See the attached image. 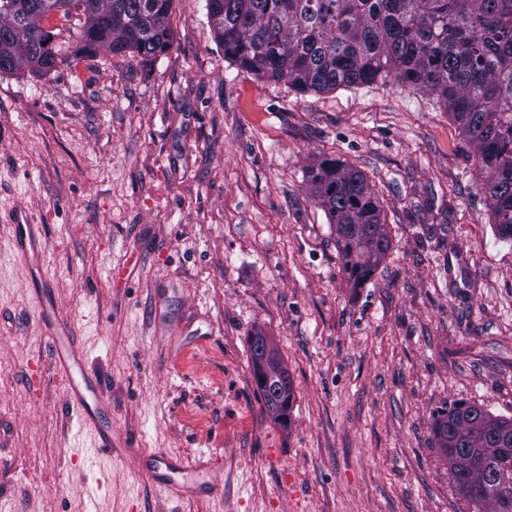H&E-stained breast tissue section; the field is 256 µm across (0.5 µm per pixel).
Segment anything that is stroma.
<instances>
[{
    "mask_svg": "<svg viewBox=\"0 0 512 512\" xmlns=\"http://www.w3.org/2000/svg\"><path fill=\"white\" fill-rule=\"evenodd\" d=\"M173 48L0 74V512H475L432 424L512 417V242L477 151L396 81L304 94L225 58L206 0ZM332 156L378 193L391 247L348 283L308 186ZM42 227L28 270L16 224ZM47 296L111 404L112 456L67 404ZM292 382L264 411L249 341ZM195 462L170 496L141 470ZM264 335L261 333L255 334L254 336H251L250 339V353H251V360H252V375L253 380L256 386L257 394L261 397L263 403H264V409L266 412L275 420L280 423H287L288 422V413L291 407L292 399H293V390L291 386V382L288 379V373L286 369L283 367L281 361L278 364V371L275 373V376L278 379H284L287 380V388L282 390V392L277 396V402L276 403H270V399L268 397L267 388H271L276 381H272L269 384V381L273 379V377H270L268 372H266L260 365H258L254 359V352H255V343L263 338ZM258 354L259 356L256 357V360L259 364H261L264 367H268L270 365H273L276 360V353L274 350V347L272 346L271 342L268 338H263L262 341L258 344Z\"/></svg>",
    "mask_w": 512,
    "mask_h": 512,
    "instance_id": "1",
    "label": "stroma"
}]
</instances>
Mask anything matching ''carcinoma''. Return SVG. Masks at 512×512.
I'll use <instances>...</instances> for the list:
<instances>
[{
	"mask_svg": "<svg viewBox=\"0 0 512 512\" xmlns=\"http://www.w3.org/2000/svg\"><path fill=\"white\" fill-rule=\"evenodd\" d=\"M46 0H0V73L49 72L65 62L59 34L44 26ZM65 19L71 57L129 50L148 60L169 51L172 0H53ZM224 56L298 93L394 79L434 94L478 146V184L500 238L512 241V0H206ZM317 204L336 226L342 268L365 284L390 249L382 206L369 179L324 157L310 170ZM266 412L288 422L287 386L272 403L269 376L252 363ZM433 436L455 488L476 512H512V418L468 403L437 415Z\"/></svg>",
	"mask_w": 512,
	"mask_h": 512,
	"instance_id": "1",
	"label": "carcinoma"
}]
</instances>
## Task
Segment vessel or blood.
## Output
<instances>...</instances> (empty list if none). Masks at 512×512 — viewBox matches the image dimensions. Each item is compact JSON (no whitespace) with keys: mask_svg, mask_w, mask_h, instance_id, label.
<instances>
[{"mask_svg":"<svg viewBox=\"0 0 512 512\" xmlns=\"http://www.w3.org/2000/svg\"><path fill=\"white\" fill-rule=\"evenodd\" d=\"M16 232L18 246L23 256L30 263H37L43 248L39 225L20 224L17 225ZM39 318L44 327L53 334L49 345L56 368L66 378L70 407L76 412L82 425L95 429L98 452L111 454L112 429L100 424L102 416L108 411V405L100 396L96 378H93L85 367L83 354L75 342L70 326L56 314L45 310L40 311ZM142 469L158 485L174 489V466L167 463L163 457L148 454L142 460Z\"/></svg>","mask_w":512,"mask_h":512,"instance_id":"vessel-or-blood-1","label":"vessel or blood"}]
</instances>
